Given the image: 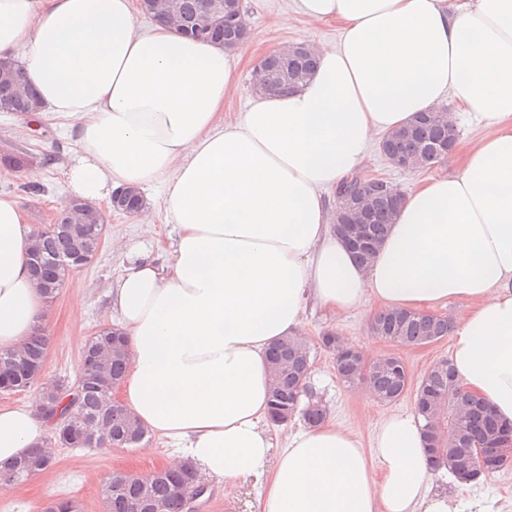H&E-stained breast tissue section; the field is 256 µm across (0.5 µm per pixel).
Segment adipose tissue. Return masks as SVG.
Instances as JSON below:
<instances>
[{
    "instance_id": "adipose-tissue-1",
    "label": "adipose tissue",
    "mask_w": 512,
    "mask_h": 512,
    "mask_svg": "<svg viewBox=\"0 0 512 512\" xmlns=\"http://www.w3.org/2000/svg\"><path fill=\"white\" fill-rule=\"evenodd\" d=\"M135 0H0V56L43 113L76 131L69 197L163 186L171 261L128 257L107 290L130 347L122 399L199 472L262 481L261 512H493L434 486L413 412L375 418L369 446L327 420L275 449L269 347L304 335L308 302L424 312L463 300L451 360L466 390L512 424V0H299L343 35L298 89L235 121V50L144 29ZM486 123L461 173L406 195L374 261L336 234L322 191L442 97ZM33 230L0 196V348L51 313L29 272ZM37 404L0 408V465L46 442Z\"/></svg>"
}]
</instances>
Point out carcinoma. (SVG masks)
<instances>
[{
	"mask_svg": "<svg viewBox=\"0 0 512 512\" xmlns=\"http://www.w3.org/2000/svg\"><path fill=\"white\" fill-rule=\"evenodd\" d=\"M200 3L201 0H178L184 17L179 28L182 34L203 41L220 42L228 47L247 41L240 16H223L209 22L201 16ZM315 67V51L310 48L293 59L270 53L259 63V69L267 78L263 90L286 92L294 89L309 80ZM1 102L11 103L16 112L34 111L32 91L15 68L9 73H0ZM445 114L447 109L433 108L417 114L408 125L388 133L389 153H407L428 161L430 147L458 139L455 126L448 122ZM342 191H353L360 198L361 228L363 234L370 238V248L353 247L351 251L360 265L367 266L394 223L404 194L397 187L375 186L358 174L340 183L337 192ZM71 210L74 212V223L83 229L84 236L94 238L99 224L103 223V216L79 203L71 205ZM33 244L37 267L30 268V271L35 281L51 279L58 284L64 283L72 271V266L66 264L72 248L70 236L46 227L38 228L33 230ZM382 329L393 333L402 344L410 345L428 336L444 337L451 332L452 324L445 316L387 310L378 313L371 323L373 333L377 334ZM321 344L336 352V370L342 382L350 386L365 384L372 396L383 403L395 402L403 395L408 375L400 357L379 358L366 372L361 355L349 347H341L335 334L322 336ZM47 349L48 338L45 333L38 331L22 347L0 350V381L12 383L21 390L34 386L45 390L41 380ZM100 349L103 350L102 368L111 380L122 381L129 361L125 336L111 327L104 328L85 342L81 358ZM309 368V354L304 343L288 338L271 348V425L279 426L297 415L309 426H317L325 421V407L301 404ZM79 372L84 385L73 394V403L64 405L63 397H58L49 416H63L69 409H74L71 420L76 424L77 435L88 424L101 426L99 436L85 444L87 448L110 446L123 441L128 446L143 443L149 432L126 408L114 410L107 404L109 389L98 382L97 370L82 363ZM450 397L455 399L458 407L453 429L459 432V436L454 447L445 448L442 436L433 430V426L435 417L442 413ZM415 411L426 421L424 433L431 464L435 467L445 466L455 475L469 464L470 446L482 444L495 448L501 441L512 439V426L499 423L484 401L475 400L461 391L455 368L449 359L441 360L421 381L417 388ZM197 485L198 474L186 463L173 464L161 474L141 479H131L117 472L104 489L106 512H141L143 504L156 506L157 512H183L186 496Z\"/></svg>",
	"mask_w": 512,
	"mask_h": 512,
	"instance_id": "cac0c4a2",
	"label": "carcinoma"
}]
</instances>
